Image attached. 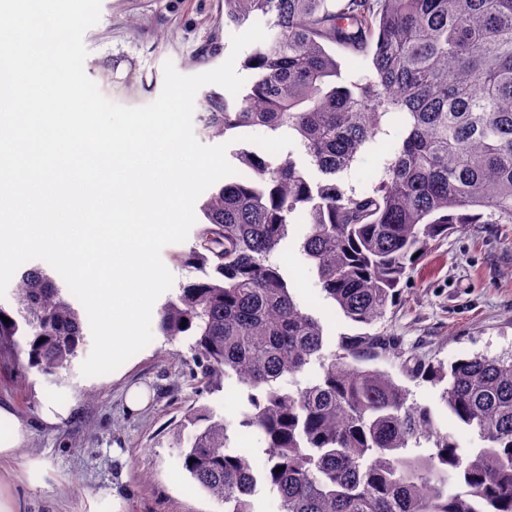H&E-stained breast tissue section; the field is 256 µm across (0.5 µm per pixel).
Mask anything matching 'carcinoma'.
<instances>
[{"label": "carcinoma", "instance_id": "cac0c4a2", "mask_svg": "<svg viewBox=\"0 0 512 512\" xmlns=\"http://www.w3.org/2000/svg\"><path fill=\"white\" fill-rule=\"evenodd\" d=\"M254 18L268 33L240 63L250 85L233 105L208 94L200 121L212 137L264 127L294 146L237 153L243 175L207 196L194 245L174 255L201 276L161 307L158 329L193 338L206 386L234 376L249 390L240 424L264 462L200 412L184 469L224 512H254L260 483L280 512H512V358L402 360L477 432L473 452L371 365L394 341L368 332L429 242L455 224H512V0H224V27ZM335 47L367 72L342 77ZM377 145L376 180L358 192L344 177ZM298 212L315 285L367 328L330 351L275 261ZM13 295L16 312L0 305V350L67 367L84 315L40 266L22 270ZM411 445L430 452L404 455Z\"/></svg>", "mask_w": 512, "mask_h": 512}]
</instances>
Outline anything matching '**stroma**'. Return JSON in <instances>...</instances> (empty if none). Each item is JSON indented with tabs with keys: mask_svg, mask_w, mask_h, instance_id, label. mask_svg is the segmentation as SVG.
Masks as SVG:
<instances>
[{
	"mask_svg": "<svg viewBox=\"0 0 512 512\" xmlns=\"http://www.w3.org/2000/svg\"><path fill=\"white\" fill-rule=\"evenodd\" d=\"M232 36L224 26L223 0H102L98 22L84 34V70L108 100L143 106L160 95L165 62L184 75L210 71L229 57ZM103 55L111 73L96 68ZM303 231V218L295 217L277 261L297 283L301 305L321 322L331 349L353 328L315 286L298 251ZM379 328L398 339L399 356L378 362L395 375L405 355L448 363L476 353L512 357V224H466L431 242L410 266L401 299ZM91 348V339H84L71 367L51 374L0 353V405L15 411L28 436L0 470V490L18 495L25 512H91L113 492L123 500L122 512H224L184 470L176 432L187 414L203 408L224 417L232 446L257 448L240 424L248 408L246 387L232 377L220 389H201L187 337L154 333L115 371L86 377L80 368ZM133 384L152 393L139 412L128 411L124 402ZM406 385L415 402L434 407L442 430L463 447H478L476 434L438 407L429 383L410 379ZM45 399L71 404L69 415L44 425L39 408ZM32 458L47 468L38 486L25 481Z\"/></svg>",
	"mask_w": 512,
	"mask_h": 512,
	"instance_id": "1",
	"label": "stroma"
}]
</instances>
